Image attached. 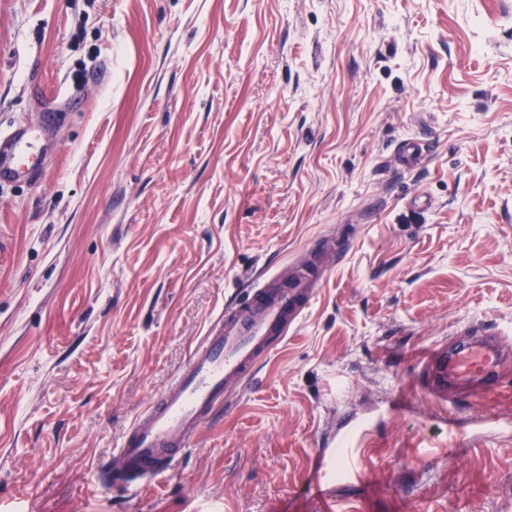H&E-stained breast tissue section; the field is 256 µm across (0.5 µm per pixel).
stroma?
I'll list each match as a JSON object with an SVG mask.
<instances>
[{
  "instance_id": "1",
  "label": "stroma",
  "mask_w": 512,
  "mask_h": 512,
  "mask_svg": "<svg viewBox=\"0 0 512 512\" xmlns=\"http://www.w3.org/2000/svg\"><path fill=\"white\" fill-rule=\"evenodd\" d=\"M0 512H512V0H0ZM312 300L171 469L121 435L236 288ZM503 329L494 387L416 356ZM26 122L0 136V182L24 178L33 166L39 132ZM364 432L353 433L338 443L328 455H322L311 480L314 493L324 505V512L343 511L336 500L327 496V485L336 476L346 480L360 478L364 473L366 448L361 445Z\"/></svg>"
}]
</instances>
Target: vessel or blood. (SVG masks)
I'll use <instances>...</instances> for the list:
<instances>
[{"mask_svg":"<svg viewBox=\"0 0 512 512\" xmlns=\"http://www.w3.org/2000/svg\"><path fill=\"white\" fill-rule=\"evenodd\" d=\"M38 139L36 129L25 122L0 136V182L27 175ZM311 297L300 281L285 287L277 277L239 289L198 340L175 381L137 415L122 437L113 455L117 485L142 489L190 447L217 406L248 381L258 358L270 352L273 338L286 336L298 322ZM497 353L496 341L474 337L455 350L432 345L423 362L434 385L463 383L487 376ZM361 441V434H350L320 457L311 486L323 512H341L340 504L327 496L331 480L363 475L366 450Z\"/></svg>","mask_w":512,"mask_h":512,"instance_id":"vessel-or-blood-1","label":"vessel or blood"}]
</instances>
